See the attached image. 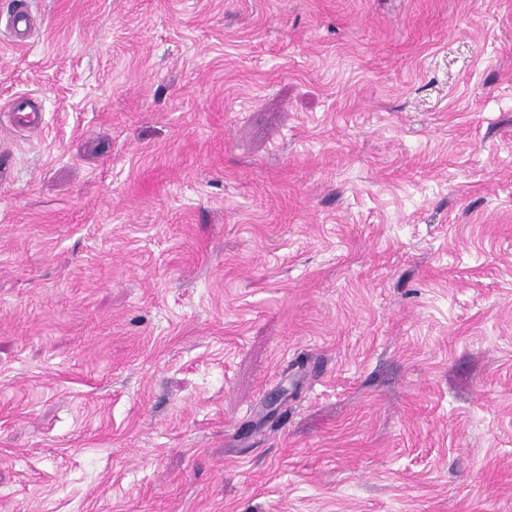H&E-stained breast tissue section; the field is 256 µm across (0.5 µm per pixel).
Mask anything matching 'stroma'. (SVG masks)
Here are the masks:
<instances>
[{"instance_id":"35a3bbf8","label":"stroma","mask_w":512,"mask_h":512,"mask_svg":"<svg viewBox=\"0 0 512 512\" xmlns=\"http://www.w3.org/2000/svg\"><path fill=\"white\" fill-rule=\"evenodd\" d=\"M28 4L0 512H512V0Z\"/></svg>"}]
</instances>
